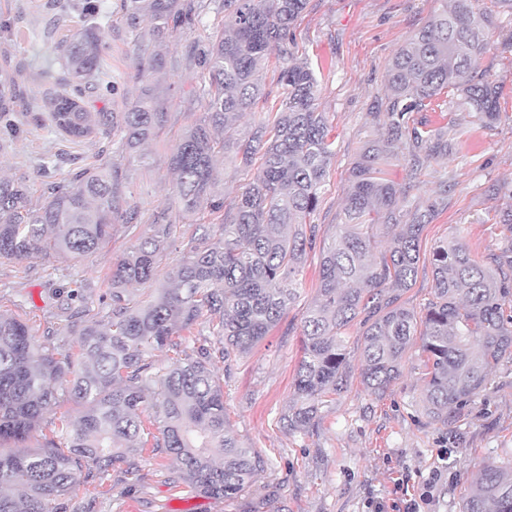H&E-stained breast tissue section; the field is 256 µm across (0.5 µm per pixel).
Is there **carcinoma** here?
Masks as SVG:
<instances>
[{
    "instance_id": "carcinoma-1",
    "label": "carcinoma",
    "mask_w": 512,
    "mask_h": 512,
    "mask_svg": "<svg viewBox=\"0 0 512 512\" xmlns=\"http://www.w3.org/2000/svg\"><path fill=\"white\" fill-rule=\"evenodd\" d=\"M307 0H220L224 27L199 64L209 75L205 115L190 126L170 159V199L181 212L203 208L220 218L219 232L198 224L180 243L181 258L168 285L146 299L128 287L158 280L160 256L174 238L166 214L140 235L112 271L98 281L104 315L62 303L79 353L39 340L21 319L0 312V444L23 442L44 414L64 402L77 415L62 416L58 439L23 450L0 447V512H78L76 487L105 473L118 459L138 468L145 452L180 463L172 482L205 497L239 502L265 460L240 446L224 414V384L214 373L250 352L279 324L299 297L298 276L319 249L318 288L303 315V355L293 404L281 421L292 433L314 427L328 398L346 391L351 377L345 331L362 328L360 382L380 394L401 375L402 361L419 336L428 369L423 403L446 426L485 384L499 361L512 356V236L481 263L452 239L433 252L435 300L419 315L402 302L419 270L421 234L436 206L404 209L410 186L383 177L381 165L408 155L412 173L455 144L410 122L441 96L471 123L499 118V87L479 71L497 28L495 11L479 0H453L403 46L388 73L387 133L355 162L344 222L321 242L310 222L333 156L331 129L316 107L319 75L294 57L293 29ZM204 0H122L134 31L149 25L160 42L195 21ZM82 27L63 46L69 91L51 103L54 127L72 139L124 132L134 153L164 122L150 89L126 112H91L86 100L111 93L103 69L107 47L88 2ZM275 57L284 88L271 127L237 137L240 117L265 97L264 70ZM14 123L0 90L1 143ZM232 146L245 167L260 160L252 182L224 207L215 161ZM117 169H78L51 188L38 205L24 185L0 178V258L22 262L41 256L82 258L112 238L125 197ZM395 230L388 244L378 239ZM322 246H317V243ZM162 353L165 361L155 359ZM462 512H512V471L487 465L470 487Z\"/></svg>"
}]
</instances>
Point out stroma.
<instances>
[{
  "label": "stroma",
  "mask_w": 512,
  "mask_h": 512,
  "mask_svg": "<svg viewBox=\"0 0 512 512\" xmlns=\"http://www.w3.org/2000/svg\"><path fill=\"white\" fill-rule=\"evenodd\" d=\"M62 10L57 0H0V71L13 76L18 132L0 149V176L24 183L32 202H40L47 181H63L77 168H119L127 206L135 211L138 232L167 213L177 234L215 223L208 210L183 214L169 201L171 154L191 125L204 117L202 89L208 77L197 62L210 34L224 21L217 7L205 9L191 26L162 42L146 30L127 27L121 0H94L101 10L100 33L111 50L106 71L115 90L90 98V109L124 112L134 104L140 73L154 57L163 66L149 81L154 106L166 118L142 156L123 152L121 130L80 142L57 132L50 121L51 95L66 75L60 49L80 26L79 6ZM450 0H308L293 38L298 58L318 65L322 80L317 107L332 128L334 158L322 190L315 223L325 229L343 221L351 169L359 155L385 133L380 115L387 96V68L428 18ZM493 46L481 63L501 87L500 117L473 126L458 152L429 162L410 179L408 159L389 163L388 178L411 183L409 204L437 211L421 236L415 283L404 295L408 307L423 312L434 298L432 255L449 239H461L471 255L498 252L503 225L490 223L495 212L512 207V10L499 9ZM255 168L234 153L218 157L216 175L225 205H232ZM132 242L123 224L93 254L68 261L35 258L23 263L0 259V305L22 318L36 337L52 332L56 347L77 349L58 308V297L73 283L95 281L110 272ZM318 254L310 252L300 277V297L277 328L231 367L217 365L224 380V413L244 447L267 461L246 495L258 503L274 499L285 512H376L378 505L416 501L421 512H460L462 498L484 466L512 468V359L501 362L488 382L448 426L435 425L423 407L425 371L420 342L404 357L401 376L383 395L364 390L352 376L349 391L321 410L309 433L292 434L279 423L291 405L295 369L302 356V317L317 286ZM449 457H442V450ZM171 458L140 461L137 476L115 462L103 483L80 485L74 505L93 512H236L235 504L206 498L191 487L172 484Z\"/></svg>",
  "instance_id": "stroma-1"
}]
</instances>
